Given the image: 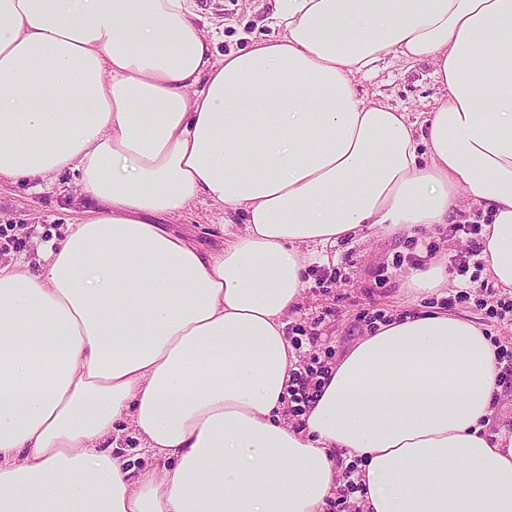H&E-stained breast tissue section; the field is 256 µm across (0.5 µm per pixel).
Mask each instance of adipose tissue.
<instances>
[{"label":"adipose tissue","instance_id":"ef3b65f1","mask_svg":"<svg viewBox=\"0 0 512 512\" xmlns=\"http://www.w3.org/2000/svg\"><path fill=\"white\" fill-rule=\"evenodd\" d=\"M195 0H0V180L78 173L89 215L0 266V512H323L332 449L363 512H512L497 349L445 312L360 338L293 427L285 328L317 247L491 212L512 288V0H274L214 60ZM426 61L423 122L355 80ZM223 249L168 231L198 197ZM132 423L155 465L133 472ZM174 468H167L168 460ZM121 428H124V431L120 435L119 439V446L122 451H119L122 453L126 458L133 460L132 462H129L127 465L129 467H132L134 464L137 466V470L143 468L145 465H147L148 460H150V463L152 464V459H150V455L145 453L144 449H140L141 446L140 441L137 440V434L135 429L130 426V424L123 425ZM146 454V458H142ZM334 453V458H336V465H337V469L339 470L340 472V481L342 482V486L339 487V490L337 491L336 493V497L334 496L332 498V500L336 499L338 497H340L343 493H342V489L345 487L347 488V491L348 493L350 494H353L351 495V498L348 497V501H349V508L348 510L350 511L351 509H353V505L354 503L353 502H356L358 501V497H357V494L356 492H360V493H365L366 489L365 487L363 486V484L361 483V481H358V478L353 479V475L354 473L357 471V465L356 464H351L348 469L346 470L345 472V475L343 474L344 472V468H345V465L348 464L347 461H348V454L347 452H345V450H342L340 448H336L332 451ZM338 460L340 461V464L338 463ZM341 460H343V466L341 467ZM343 476L344 478L346 479V484L344 485V481L343 480ZM332 500L329 502L332 503ZM329 504L327 505L325 511L328 512V511H333V509H331L329 507Z\"/></svg>","mask_w":512,"mask_h":512}]
</instances>
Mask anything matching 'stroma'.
Listing matches in <instances>:
<instances>
[{
	"mask_svg": "<svg viewBox=\"0 0 512 512\" xmlns=\"http://www.w3.org/2000/svg\"><path fill=\"white\" fill-rule=\"evenodd\" d=\"M198 25L205 33L223 29L224 35L213 46L215 58L230 51H246L267 33L266 18L273 9L272 0H196ZM360 95L376 100L390 96L414 118H421L445 91L435 83L428 62L392 64L377 77H358ZM89 207L69 171L57 175L53 183L0 181V226L13 227L22 237L21 249L0 254V263L23 261L37 263L39 254L50 243L62 239L68 225L79 223ZM487 221L484 208L470 201L452 216L450 224L434 226L417 237L392 235L378 227H368L352 239L320 250L311 263L298 313L289 315L287 334L297 328L319 330L317 346L303 345L304 356L337 359L370 329V316H389L405 310H448L449 314L467 318L479 325L494 345L512 353V319L502 316L504 302L512 301V288L488 286L481 265L471 264L468 275L449 273V288L422 290L411 287L408 280L411 256L420 247L440 251L443 259L468 251L471 238L451 232V224ZM224 213L206 198L195 200L190 207L168 218L166 227L194 242L204 252L224 245L221 226ZM386 273V287L375 285L379 273ZM466 291V302L444 306L445 298Z\"/></svg>",
	"mask_w": 512,
	"mask_h": 512,
	"instance_id": "stroma-1",
	"label": "stroma"
}]
</instances>
